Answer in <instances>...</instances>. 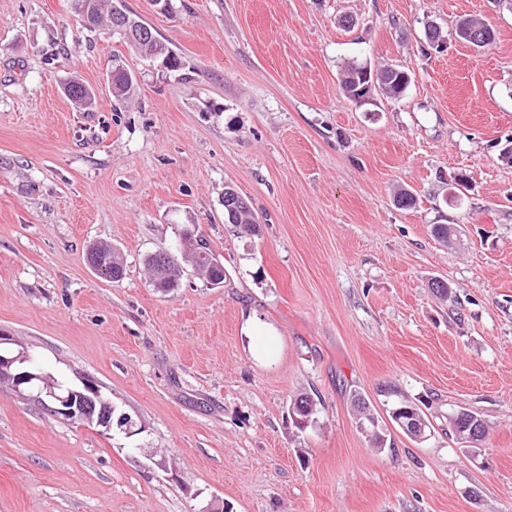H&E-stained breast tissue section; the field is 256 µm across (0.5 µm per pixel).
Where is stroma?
Wrapping results in <instances>:
<instances>
[{"label":"stroma","instance_id":"stroma-1","mask_svg":"<svg viewBox=\"0 0 512 512\" xmlns=\"http://www.w3.org/2000/svg\"><path fill=\"white\" fill-rule=\"evenodd\" d=\"M70 3L0 0V329L59 383L93 377L141 431L0 387V512H512V0H124L176 72L85 30ZM466 17L494 42L459 43ZM116 56L136 77L121 102ZM350 62L412 81L360 106L341 90ZM228 184L257 235L225 223ZM189 226L224 285L185 260L159 291L145 258ZM93 243L118 248L123 280L88 265ZM357 392L384 424L393 396L426 405L432 436L390 428L373 447ZM301 393L319 409L303 430ZM460 408L486 426L474 456L448 432Z\"/></svg>","mask_w":512,"mask_h":512}]
</instances>
